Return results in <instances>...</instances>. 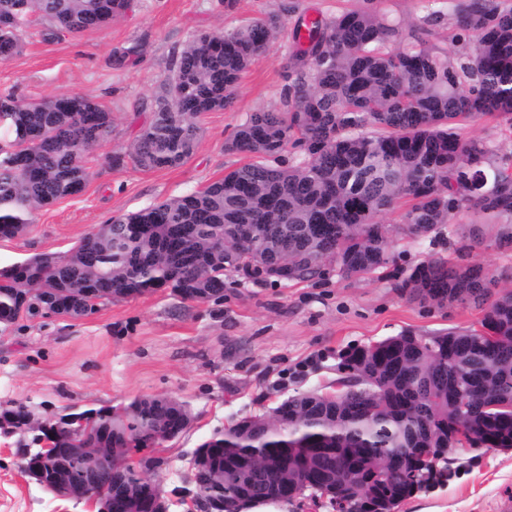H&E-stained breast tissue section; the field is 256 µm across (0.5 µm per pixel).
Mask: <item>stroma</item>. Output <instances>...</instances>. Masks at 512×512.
Returning a JSON list of instances; mask_svg holds the SVG:
<instances>
[{
  "label": "stroma",
  "mask_w": 512,
  "mask_h": 512,
  "mask_svg": "<svg viewBox=\"0 0 512 512\" xmlns=\"http://www.w3.org/2000/svg\"><path fill=\"white\" fill-rule=\"evenodd\" d=\"M280 0H136L126 16L100 29L47 41L40 20L28 26L21 56L0 61V93L26 102L65 93L86 96L111 112L112 137L88 157L93 176L79 193L37 211L26 234L0 239V267L36 254H66L110 218L184 195L244 164L226 142L251 113L279 105L288 82L285 52L293 20L243 74L231 108L201 115L194 153L179 166L142 170L110 166L151 121L152 97L171 59L192 37L276 13ZM131 50L124 67L116 53ZM456 215L435 239L400 240L394 261L373 277L329 273L302 283H264L230 273L224 299L196 302L164 288L106 303L81 319L56 316L0 324V406L27 402L41 419L88 408H116L141 396L185 402L193 416L180 438L157 445L166 463L154 477L166 491L168 512H187L193 450L231 421L259 415L290 395L337 377L341 351L410 331L419 336L477 325L478 308L408 301L397 280L431 256L471 263L512 286V243L487 237L466 241L477 223ZM22 435H0V512H94L85 501L51 496L21 471ZM454 478L403 501L396 512H496L512 498V449L460 448L448 456Z\"/></svg>",
  "instance_id": "obj_1"
}]
</instances>
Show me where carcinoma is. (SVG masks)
I'll use <instances>...</instances> for the list:
<instances>
[{"mask_svg":"<svg viewBox=\"0 0 512 512\" xmlns=\"http://www.w3.org/2000/svg\"><path fill=\"white\" fill-rule=\"evenodd\" d=\"M431 2L415 30L449 16L471 52L450 56L423 41L398 46L401 28L371 0L330 18L298 19L278 109L252 113L225 145L249 161L195 192L112 219L63 256L1 270L0 323L43 317L56 304L81 319L94 311L90 296L112 303L162 287L208 301L224 291L234 265L257 281L277 280L280 265L292 266L296 283L327 265L342 276H371L393 261V239L378 217L402 202L396 233L413 241L472 209L482 223L464 229L470 238L480 240L485 226L511 242L512 154L495 161L487 142L463 130L482 116L512 122V4ZM133 8L134 0H0V60L21 55L18 16L40 18L48 40L102 28ZM296 10L281 0L276 14L189 41L152 98L150 124L111 164H182L200 136L197 116L232 104L242 74ZM3 107L16 150L0 161V238H16L35 210L90 180L86 158L111 138L112 113L79 94L30 103L3 94ZM398 288L411 300L471 303L483 311L480 328L404 332L344 354L345 401L298 392L256 422L215 433L202 447L215 449L217 462L191 469L195 494L224 502V512H256L306 492L332 512H394L423 487L451 479L446 454L457 433L471 436V448H512V289L498 291L490 272L443 257L423 261ZM188 416L166 397L136 398L120 414H76L85 420L82 446L119 449L112 512H127L122 489L149 481L126 460L184 433ZM2 423L28 435L25 448L54 428L23 402L1 410ZM391 467L403 476L381 479L378 471ZM86 468L76 457L58 473L78 490ZM334 481L345 485L340 498L326 495Z\"/></svg>","mask_w":512,"mask_h":512,"instance_id":"1","label":"carcinoma"}]
</instances>
